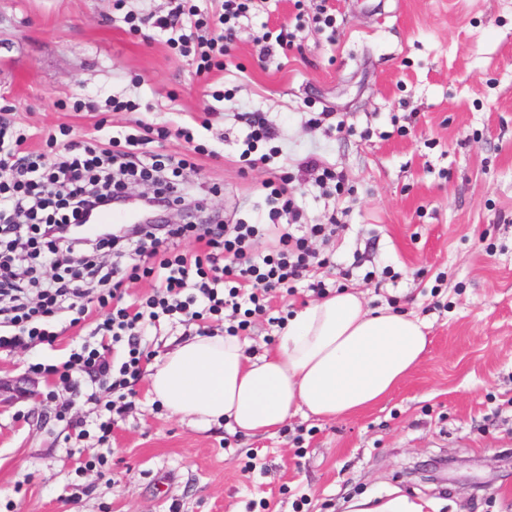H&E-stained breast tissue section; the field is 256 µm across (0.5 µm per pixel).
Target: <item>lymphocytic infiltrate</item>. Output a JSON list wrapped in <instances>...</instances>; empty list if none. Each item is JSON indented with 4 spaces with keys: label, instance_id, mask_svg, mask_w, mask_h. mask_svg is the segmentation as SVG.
I'll return each instance as SVG.
<instances>
[{
    "label": "lymphocytic infiltrate",
    "instance_id": "f902f5d3",
    "mask_svg": "<svg viewBox=\"0 0 512 512\" xmlns=\"http://www.w3.org/2000/svg\"><path fill=\"white\" fill-rule=\"evenodd\" d=\"M254 3L224 0L220 32L203 42L201 71L223 69L238 20ZM11 125L0 113V353L53 342V324L61 318L77 326L100 313L96 334L126 347L118 368L88 344L49 371L76 388L79 370L117 389L140 375L141 337L160 316L224 315L230 321L225 335L239 336L252 317L265 313L269 293H294L306 280L316 295H325V282L314 274L331 266L330 245L343 225L335 215L325 224L302 223L287 174L267 184L265 224H134L89 237L81 225L112 207L113 167L160 180L189 166L187 157L154 150L170 129L139 121L101 147L50 135L45 150L32 153ZM266 237L272 245L258 250ZM190 238L198 249L184 248ZM143 279L153 281L152 293L126 303L131 285Z\"/></svg>",
    "mask_w": 512,
    "mask_h": 512
}]
</instances>
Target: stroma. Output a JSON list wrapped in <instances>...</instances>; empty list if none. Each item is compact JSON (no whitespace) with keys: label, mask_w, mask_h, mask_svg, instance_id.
I'll return each mask as SVG.
<instances>
[{"label":"stroma","mask_w":512,"mask_h":512,"mask_svg":"<svg viewBox=\"0 0 512 512\" xmlns=\"http://www.w3.org/2000/svg\"><path fill=\"white\" fill-rule=\"evenodd\" d=\"M319 5L262 0L240 18L226 68L202 75L197 44L129 24L170 0H0V113L33 152L63 130L104 140L138 119L168 125L160 153L203 148L182 174L200 224L267 223L264 184L284 165H334L338 195L293 175L304 223L338 210L346 226L335 269L317 276L424 320L420 365L357 413L299 414L248 437L152 400L147 369L197 329L161 319L120 414L105 409L111 391L42 374L37 399L0 406V512H345L393 488L437 512H512V0H330L329 27ZM283 27L296 49L264 55L263 33ZM77 97L95 111L70 108ZM116 99L130 110L113 111ZM249 112L277 131L253 170L240 158ZM314 299L274 294L249 354L274 348L280 317ZM91 331L0 355V377L67 358ZM109 417L103 442L96 424Z\"/></svg>","instance_id":"35a3bbf8"}]
</instances>
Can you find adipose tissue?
Returning a JSON list of instances; mask_svg holds the SVG:
<instances>
[{"label":"adipose tissue","instance_id":"adipose-tissue-1","mask_svg":"<svg viewBox=\"0 0 512 512\" xmlns=\"http://www.w3.org/2000/svg\"><path fill=\"white\" fill-rule=\"evenodd\" d=\"M426 324L390 306L369 308L341 288L289 318L274 349L246 354L236 336H193L151 368L150 392L171 414L227 422L243 434L295 415L333 419L387 395L419 363Z\"/></svg>","mask_w":512,"mask_h":512}]
</instances>
